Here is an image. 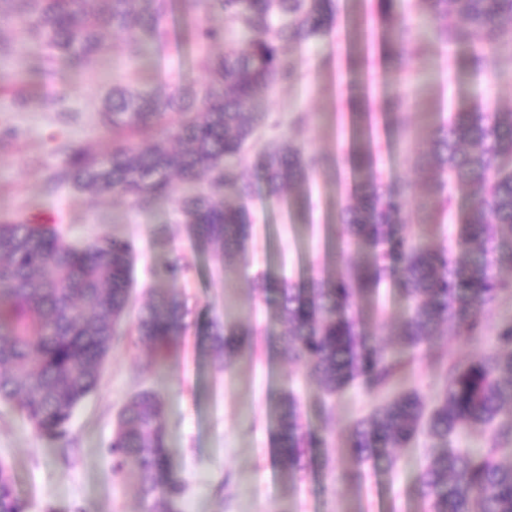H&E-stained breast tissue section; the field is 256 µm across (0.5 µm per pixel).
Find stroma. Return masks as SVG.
<instances>
[{
	"mask_svg": "<svg viewBox=\"0 0 512 512\" xmlns=\"http://www.w3.org/2000/svg\"><path fill=\"white\" fill-rule=\"evenodd\" d=\"M371 2L337 0L336 29L286 49L299 77L275 86L263 101L267 122L246 145L241 167L249 169L256 151L282 141L318 155L323 164L308 189L272 196L265 187L257 188L247 202L253 228L243 263L215 257L196 240L178 206L189 189L183 184L149 210L121 197H93L69 184L48 186L65 146L93 153L111 150V138L98 133L96 125L113 83L145 90L171 85L202 89L207 50L194 43L184 24L185 16L196 11L192 0H172L164 23L167 38L150 56L136 57L130 39L112 34L107 54L80 78H72L62 61L51 62L54 77L47 97L27 110L11 107L21 88L0 87V127L12 130L9 142L0 147L6 158L0 164V213L58 225L71 241L102 236L131 241L134 304H141L147 289L164 288L177 293L188 310L181 346L161 366L150 363L136 336L120 329L97 389L78 404L64 438L39 435L17 405L0 404V459L9 467L25 512H143L137 484L113 478L106 452L121 407L143 389L164 399L168 463L186 484L176 512H424L416 475L429 442L420 438L400 449L396 471L368 462L359 475H350L346 440L377 398L358 387L326 396L306 366L278 360L269 341L280 329L276 306L251 287L259 278L299 284L335 273L354 258L336 224L338 205L352 179L341 162L351 135L349 115L355 110L354 80L378 85L377 95L365 105L369 112L386 111L388 97L405 95L403 120L416 133L442 112L512 109V61L504 62L502 55L477 63L468 46L419 43L397 61L389 55V26L380 21L374 53L365 57L359 23ZM0 38L15 44L11 55L0 57V75L26 71L43 56L23 29L0 31ZM299 113L307 121L293 125ZM377 163L386 181L411 184L407 222L413 232L434 247H448L454 225L469 215L467 192H457L453 221L439 228L422 207L409 144L381 137ZM176 256L185 258L188 270L174 282L167 279L165 266ZM406 314L407 303L393 287L383 289L379 301L362 304L363 325L380 341L388 340L392 326ZM507 316L512 317V291L485 310L484 335L468 342L450 335L436 347H421L402 372L405 388L433 402L441 387L435 353L461 363L490 351L494 328ZM215 319L229 327L256 326L253 351L230 366L220 365L202 344ZM290 392L299 400L306 426L326 440L316 449L313 465L292 484L275 463L273 416L274 398Z\"/></svg>",
	"mask_w": 512,
	"mask_h": 512,
	"instance_id": "1",
	"label": "stroma"
}]
</instances>
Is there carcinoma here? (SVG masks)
<instances>
[{
  "label": "carcinoma",
  "instance_id": "carcinoma-1",
  "mask_svg": "<svg viewBox=\"0 0 512 512\" xmlns=\"http://www.w3.org/2000/svg\"><path fill=\"white\" fill-rule=\"evenodd\" d=\"M0 20L18 17L36 33L48 59L62 58L76 76L107 44L102 32L136 33L142 52L162 42L171 0H0ZM244 33L228 38L224 27L190 21L196 40L224 44L206 57L203 94L174 86L139 92L112 88L98 113V125L112 134V150L93 155L65 147L63 167L52 187L68 183L92 195H119L148 208L174 191L173 181L211 177L210 191L178 200L196 237L226 261L243 260L251 216L246 200L261 184L271 195L308 184L321 160L288 142L259 152L250 174L238 170L246 142L263 124L259 103L276 85L294 79L296 65L283 46L324 37L338 23L334 0H204ZM436 21L433 42L441 46L474 39L481 60L503 46L512 48V0H418ZM390 0H377L363 18L365 51L377 40L375 13ZM393 53L400 56L418 35L402 16L390 18ZM51 69L42 65L16 73L28 93L13 100L29 108L47 87ZM405 96L391 111L351 113L362 137L348 147L353 181L337 211L343 240L359 259L334 275L312 278L302 287L290 280L255 283L275 296L281 330L273 345L290 363L304 364L328 395L360 385L367 393L392 392L357 420L347 447L357 463L372 460L399 467L397 449L424 435L438 447L418 477L426 512H512V322L497 329L498 348L466 363L444 368L433 405L415 391H395L403 361L447 331L467 340L485 328L483 312L512 289L497 271H512V110L454 112L435 125L416 147L414 165L425 194L445 217L456 191L465 190L472 210L458 225L459 252L450 255L413 241L405 231L408 187L386 184L376 167L379 130L400 125ZM172 119L163 134L141 147L129 136ZM133 244L117 237L72 243L56 227L22 218L0 219V402H14L37 433L60 438L74 409L99 383L119 321L130 305ZM410 302L389 343L369 336L360 322L363 299L385 284ZM184 302L167 290H153L139 308L137 339L168 358L187 329ZM250 327L224 332L210 324L209 348L226 365L250 349ZM163 401L142 391L123 406L108 446L112 476L137 481L146 512H162L183 493L169 472L163 451ZM275 443L281 468L294 480L311 464L309 451L322 438L302 423L298 399L287 394L275 404ZM478 429L491 430L486 448L448 442ZM0 512H25L15 496L8 467L0 462Z\"/></svg>",
  "mask_w": 512,
  "mask_h": 512
}]
</instances>
